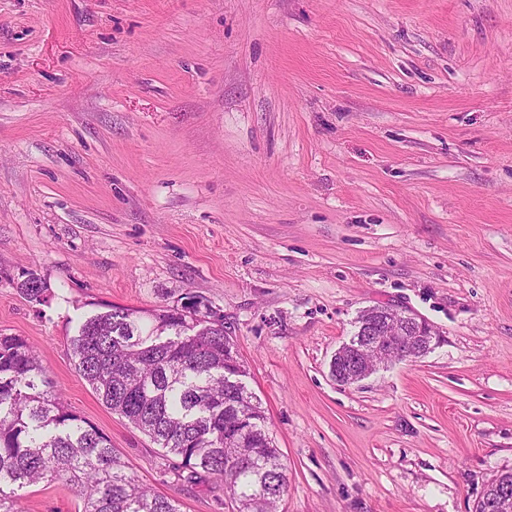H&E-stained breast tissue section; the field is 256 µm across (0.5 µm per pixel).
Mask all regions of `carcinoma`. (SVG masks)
Listing matches in <instances>:
<instances>
[{
  "instance_id": "obj_1",
  "label": "carcinoma",
  "mask_w": 512,
  "mask_h": 512,
  "mask_svg": "<svg viewBox=\"0 0 512 512\" xmlns=\"http://www.w3.org/2000/svg\"><path fill=\"white\" fill-rule=\"evenodd\" d=\"M21 288L38 303L48 291L35 277ZM212 313L195 300L150 311L113 306L86 318L69 350L107 408L179 459L178 477L222 483L233 512H277L288 466L242 380L244 363L235 382L224 378L235 344L224 320H206ZM44 482L72 487L79 512H181L68 409L22 337L0 334V512H17L20 491Z\"/></svg>"
}]
</instances>
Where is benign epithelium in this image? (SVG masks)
I'll use <instances>...</instances> for the list:
<instances>
[{
	"label": "benign epithelium",
	"mask_w": 512,
	"mask_h": 512,
	"mask_svg": "<svg viewBox=\"0 0 512 512\" xmlns=\"http://www.w3.org/2000/svg\"><path fill=\"white\" fill-rule=\"evenodd\" d=\"M434 338L422 319L391 307L368 311L361 336L345 343L337 351L348 359L343 376L336 378L342 385L355 384L375 373L377 366L367 361L373 351L384 350L391 360L406 361L421 357L423 349H432ZM485 512H512V488L504 485L486 500Z\"/></svg>",
	"instance_id": "benign-epithelium-1"
}]
</instances>
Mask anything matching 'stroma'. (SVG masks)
Segmentation results:
<instances>
[{
	"label": "stroma",
	"mask_w": 512,
	"mask_h": 512,
	"mask_svg": "<svg viewBox=\"0 0 512 512\" xmlns=\"http://www.w3.org/2000/svg\"><path fill=\"white\" fill-rule=\"evenodd\" d=\"M191 296L284 456L280 512H474L512 471V0H0V333L140 482L230 512L67 344ZM373 306L440 339L337 384Z\"/></svg>",
	"instance_id": "35a3bbf8"
}]
</instances>
